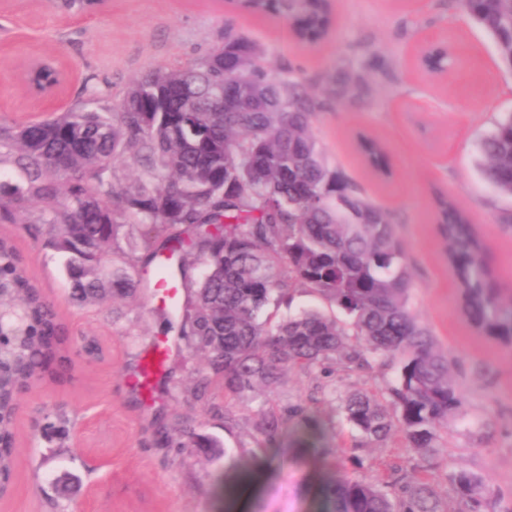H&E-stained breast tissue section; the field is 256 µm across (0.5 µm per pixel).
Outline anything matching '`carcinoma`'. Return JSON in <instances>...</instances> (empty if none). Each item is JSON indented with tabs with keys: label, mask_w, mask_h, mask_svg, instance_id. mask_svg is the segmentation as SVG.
Here are the masks:
<instances>
[{
	"label": "carcinoma",
	"mask_w": 512,
	"mask_h": 512,
	"mask_svg": "<svg viewBox=\"0 0 512 512\" xmlns=\"http://www.w3.org/2000/svg\"><path fill=\"white\" fill-rule=\"evenodd\" d=\"M274 14L298 40L319 42L331 26L330 0H240ZM512 68V0H461ZM351 65L325 76L334 98L361 84ZM323 106L301 83L269 76L261 50L227 33L207 57L135 78L119 102L89 90L66 112L29 123L0 122V165L22 180H0V222L40 224L65 257L77 303L136 296L147 284L138 263L181 290L158 308L160 334L205 355L194 395L211 387L240 399L274 388L290 367L329 374L395 367L383 394L350 392L338 409L355 448H383L396 434L435 459L438 428L466 416L452 367L414 310L416 287L403 242L388 214L331 164L312 132ZM369 166L386 175L385 148L365 139ZM480 172L512 197V114L480 143ZM436 221L460 294L461 311L481 335L512 346V296L499 288L471 216L438 197ZM124 237L128 250L117 246ZM334 312L302 309L276 319L298 289ZM0 321L23 335L0 336V474L14 467L18 396L55 379L65 359L58 316L28 276L15 246L0 238ZM288 435L322 462L316 512H447L426 477L392 481L340 473L330 460L332 428L304 404L270 407L261 444ZM213 459L216 437L192 436ZM256 458L224 466L225 490ZM465 512H488L486 489L470 471L453 476Z\"/></svg>",
	"instance_id": "carcinoma-1"
}]
</instances>
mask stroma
<instances>
[{"label": "stroma", "instance_id": "1", "mask_svg": "<svg viewBox=\"0 0 512 512\" xmlns=\"http://www.w3.org/2000/svg\"><path fill=\"white\" fill-rule=\"evenodd\" d=\"M332 9L333 28L309 45L279 17L248 12L233 0H104L83 15L58 9L56 0H0V120L49 117L25 80L35 57L56 58L64 69L62 111L85 99L92 84L120 100L134 78L201 59L230 31L262 49L272 78L303 82L318 97L327 72L373 58L361 89L318 111L313 132L330 161L389 214L417 284L414 308L456 361L467 418L440 429L429 480L442 501L453 503L451 476L465 467L487 486L491 512H512V348L477 334L462 317L435 223L436 195L469 211L500 288L512 292V236L499 230L502 215L512 214V198L495 192L478 167L482 137L512 113V70L493 39L465 19L459 0H332ZM431 40L449 43L457 58L445 74L419 64ZM360 133L387 142L389 181L362 164L355 147ZM0 236L21 253L66 335L100 347L91 357L71 353L62 381H37L20 395L13 489L0 499V512H313L320 461L285 449L228 500L216 483L223 460L165 444L187 425L219 438L227 455L263 456L256 427L276 404L309 401L332 419V453L349 476L394 479L419 463L397 436L386 447L355 453L330 398L383 389L394 371L379 362L328 378L292 368L276 389L228 403L218 393L194 398L201 360L182 353L165 361L164 389H132L135 366L159 339L150 294L78 306L68 295L63 256L34 225L0 223ZM60 418L68 426L63 438L46 430Z\"/></svg>", "mask_w": 512, "mask_h": 512}]
</instances>
